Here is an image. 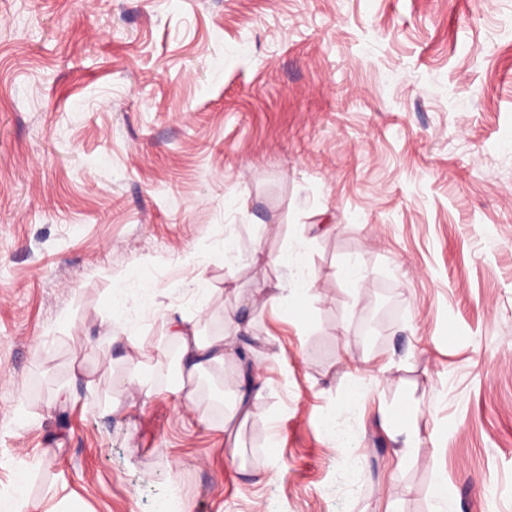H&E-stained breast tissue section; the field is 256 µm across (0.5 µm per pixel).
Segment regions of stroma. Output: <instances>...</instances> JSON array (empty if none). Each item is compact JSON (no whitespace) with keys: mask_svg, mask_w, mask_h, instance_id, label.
<instances>
[{"mask_svg":"<svg viewBox=\"0 0 512 512\" xmlns=\"http://www.w3.org/2000/svg\"><path fill=\"white\" fill-rule=\"evenodd\" d=\"M290 249L315 281L252 313L231 441L236 364L181 382L162 323L222 332ZM22 478L36 512H431L438 481L512 512V0H0V496ZM385 425L395 437H403L402 443L406 453H411L419 439V429L413 425L408 418L402 415L391 413L384 418Z\"/></svg>","mask_w":512,"mask_h":512,"instance_id":"stroma-1","label":"stroma"}]
</instances>
